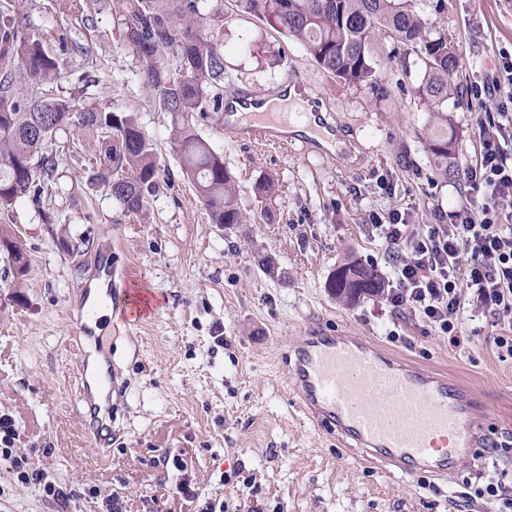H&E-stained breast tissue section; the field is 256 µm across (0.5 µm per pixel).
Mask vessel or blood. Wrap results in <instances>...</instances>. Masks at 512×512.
Instances as JSON below:
<instances>
[{
    "label": "vessel or blood",
    "mask_w": 512,
    "mask_h": 512,
    "mask_svg": "<svg viewBox=\"0 0 512 512\" xmlns=\"http://www.w3.org/2000/svg\"><path fill=\"white\" fill-rule=\"evenodd\" d=\"M260 100L241 95L232 107L252 140L287 144L280 115L259 111ZM110 250H103L93 274L80 290L77 336L96 344L99 311H121L141 317L130 291L115 285ZM295 361L287 374L314 419L340 436L345 447L364 462L396 468L408 477L431 472L445 477L457 469L460 449L483 447L487 434L468 390L451 385L439 373L397 359L360 336H325L307 332L294 348ZM82 396L97 423L92 442L106 449L112 433L110 409L98 402L112 392V368L107 359L83 360ZM450 436L441 453H434L435 438Z\"/></svg>",
    "instance_id": "b4317fda"
}]
</instances>
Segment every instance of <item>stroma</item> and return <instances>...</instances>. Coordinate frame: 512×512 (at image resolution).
<instances>
[{
  "instance_id": "1",
  "label": "stroma",
  "mask_w": 512,
  "mask_h": 512,
  "mask_svg": "<svg viewBox=\"0 0 512 512\" xmlns=\"http://www.w3.org/2000/svg\"><path fill=\"white\" fill-rule=\"evenodd\" d=\"M23 6L35 23L54 28L53 52L67 55L62 96L135 113L165 173L145 218L125 215L106 189L85 187V158L96 142L84 140L76 153L62 135L47 190L0 213L30 267L23 287L13 288L10 256L0 250V416L20 431L12 456L0 455V512H102L114 492L127 512H201L208 501L231 512H498L499 502L475 497L466 481L494 472L512 494V452L483 454L448 478L424 472L398 481L357 463L308 418L282 356L309 328L366 337L466 386L498 437L512 438V357L493 342L512 331V315L460 308L456 347L411 309L371 296L346 305L325 286L351 256L391 279L373 221L397 210L414 232L447 223L480 157L478 121L512 131L511 100L470 93L512 57V0L415 2L458 58L459 92L448 101L456 173L445 181L436 179L423 140L430 117L415 96L423 77L416 55H392L391 40L374 33L378 87L348 84L323 72L297 40L240 13L235 0H209L208 11L224 18L225 94L269 97L305 82L341 141L330 153L297 136L266 145L225 130L223 113L201 121L198 131L236 176V203L249 218L226 227L211 223L184 176L170 121L155 111L135 52L112 24V0H98L90 22L59 13L55 0ZM76 42L90 56L71 52ZM264 174L279 183L272 224L256 220L252 185ZM105 247L113 266L150 289L155 305L135 325L112 318L99 338L114 380L112 445L103 454L83 428L69 310ZM263 251L277 274L262 269ZM16 455L43 461L70 498L53 500L18 483ZM185 479L198 487L197 500L177 494Z\"/></svg>"
}]
</instances>
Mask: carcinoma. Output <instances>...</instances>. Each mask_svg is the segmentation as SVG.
I'll return each mask as SVG.
<instances>
[{
  "label": "carcinoma",
  "instance_id": "obj_1",
  "mask_svg": "<svg viewBox=\"0 0 512 512\" xmlns=\"http://www.w3.org/2000/svg\"><path fill=\"white\" fill-rule=\"evenodd\" d=\"M206 0H112V17L133 47L156 111L171 121L182 172L195 188L213 224H242L237 184L224 159L198 131V123L224 105L221 31L200 29ZM238 10L302 43L330 76L372 85L378 70L371 35L383 30L396 45L415 53L424 68L417 87L430 112L426 146L436 175L455 173L454 134L448 98L457 93L458 61L445 36L436 33L413 0H236ZM53 29L37 26L16 0H0V211L19 199L40 196L53 158L46 148L61 134L94 136L88 158L89 185H101L127 215L142 213L162 168L153 141L131 112L86 108L60 96L55 81L65 65L48 49ZM260 215L273 219L278 182L259 177L254 186ZM0 245L11 254L14 281L28 273L19 242L0 226ZM325 287L344 302L385 292L377 268L360 259L340 264Z\"/></svg>",
  "mask_w": 512,
  "mask_h": 512
}]
</instances>
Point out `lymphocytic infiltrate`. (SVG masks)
<instances>
[{
  "label": "lymphocytic infiltrate",
  "instance_id": "f902f5d3",
  "mask_svg": "<svg viewBox=\"0 0 512 512\" xmlns=\"http://www.w3.org/2000/svg\"><path fill=\"white\" fill-rule=\"evenodd\" d=\"M476 135L481 160L467 171L470 193L448 223L415 233L395 212L375 227L392 261L384 302L418 311L454 344L462 303L512 314V162L486 123L478 124ZM0 453L12 458L18 482L40 488L46 497L67 499L65 488L50 479L40 460L14 455L9 448Z\"/></svg>",
  "mask_w": 512,
  "mask_h": 512
}]
</instances>
